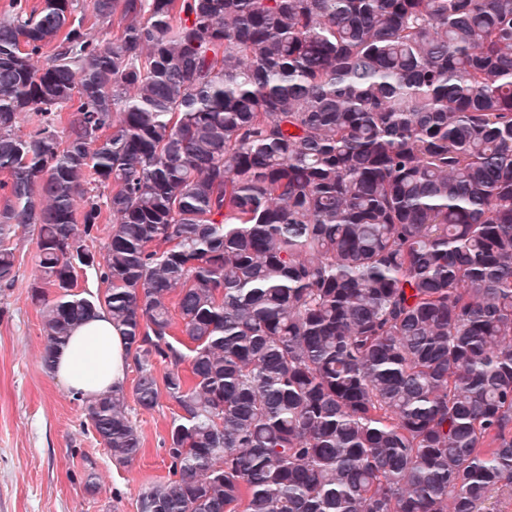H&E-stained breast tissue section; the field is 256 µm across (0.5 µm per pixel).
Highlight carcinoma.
<instances>
[{
	"label": "carcinoma",
	"mask_w": 512,
	"mask_h": 512,
	"mask_svg": "<svg viewBox=\"0 0 512 512\" xmlns=\"http://www.w3.org/2000/svg\"><path fill=\"white\" fill-rule=\"evenodd\" d=\"M0 174L43 367L103 309L178 409L137 512L512 496V0H13ZM81 402L131 464L125 386Z\"/></svg>",
	"instance_id": "obj_1"
}]
</instances>
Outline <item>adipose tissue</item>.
<instances>
[{
  "label": "adipose tissue",
  "instance_id": "obj_1",
  "mask_svg": "<svg viewBox=\"0 0 512 512\" xmlns=\"http://www.w3.org/2000/svg\"><path fill=\"white\" fill-rule=\"evenodd\" d=\"M94 359L95 370H87L86 359ZM129 363L127 344L106 311L82 321L59 350L54 373L69 390L97 395L123 383Z\"/></svg>",
  "mask_w": 512,
  "mask_h": 512
}]
</instances>
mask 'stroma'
<instances>
[{"label": "stroma", "mask_w": 512, "mask_h": 512, "mask_svg": "<svg viewBox=\"0 0 512 512\" xmlns=\"http://www.w3.org/2000/svg\"><path fill=\"white\" fill-rule=\"evenodd\" d=\"M19 278L0 288V512H137L142 485L168 475L164 448L175 410H133L143 453L130 466L112 463L83 429L84 411L41 363V317L29 285L38 274L36 237L18 232ZM98 490L88 493L85 473Z\"/></svg>", "instance_id": "obj_1"}]
</instances>
